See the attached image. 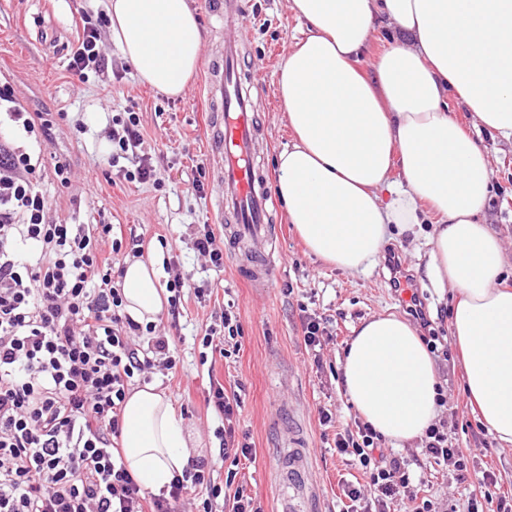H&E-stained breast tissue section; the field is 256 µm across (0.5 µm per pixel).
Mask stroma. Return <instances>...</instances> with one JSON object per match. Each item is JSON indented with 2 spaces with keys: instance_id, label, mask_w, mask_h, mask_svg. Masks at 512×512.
<instances>
[{
  "instance_id": "1",
  "label": "stroma",
  "mask_w": 512,
  "mask_h": 512,
  "mask_svg": "<svg viewBox=\"0 0 512 512\" xmlns=\"http://www.w3.org/2000/svg\"><path fill=\"white\" fill-rule=\"evenodd\" d=\"M246 8L243 53L265 66L258 109L267 141L259 155L272 173L278 153L291 141L277 93L278 68L304 25L290 10L289 0H247ZM87 23L98 29L100 46L112 66L83 84L72 76L68 63ZM203 83V74H196L178 97L142 83L113 42L98 0H0V90L9 91L29 111L42 113L52 128L40 177L50 220L112 225L114 234L124 238L121 252L112 257L113 267L131 257L137 239L144 257L160 261L163 280L177 275L191 280L182 293L179 319L165 314L157 321L170 339L177 369L168 377L154 375L152 384L170 395L211 477L223 485L224 503L217 512H231L239 487L261 512H278L281 484L275 466L294 448L301 451L293 481L299 512H346L341 486L350 468L337 456L332 440L336 428L357 418L342 381L345 348L353 327L363 319L382 314L403 318L407 312L383 261L355 274L327 265L307 252L281 204L274 219L271 247L277 267L269 290L254 287L233 254H225L224 268L218 272L198 257L193 242L202 226H210L216 237L224 235L214 214L222 187L207 159ZM106 102L111 110H103ZM448 110L488 158L491 192L481 220L501 239L507 257L502 279L512 287V138L481 128L474 113L456 99H449ZM115 111L138 114L157 184L127 181L112 167L103 139ZM80 120L89 123V133L76 130ZM59 160L71 168L66 187L53 175ZM198 182L203 192H196ZM433 229L432 222H425L394 236L389 246L407 265L427 317L448 348L447 357L435 360L446 399L438 419L454 447L463 449L469 470H493L500 493L511 495L512 447L498 444L473 412L461 361L448 334L454 294L433 288L425 277ZM228 310L241 326V348L204 364L201 329L220 324ZM306 312L327 320L330 338L318 366L302 340L301 316ZM214 380L240 395L236 435L251 444V459L235 464L224 456L214 434L219 422L205 402ZM323 408L332 413L334 425L320 424ZM418 474L426 496L438 502L442 512H467L470 488L457 484L451 469L427 464Z\"/></svg>"
}]
</instances>
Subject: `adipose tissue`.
I'll list each match as a JSON object with an SVG mask.
<instances>
[{"mask_svg": "<svg viewBox=\"0 0 512 512\" xmlns=\"http://www.w3.org/2000/svg\"><path fill=\"white\" fill-rule=\"evenodd\" d=\"M290 8L307 29L278 78L293 132L277 159L289 223L312 255L358 273L374 265L392 228L412 229L431 208L439 221L425 270L433 287L456 295L450 330L464 389L492 437L512 446V288L498 281L502 243L479 221L490 168L448 112L456 96L482 126L512 137V0H290ZM105 10L138 77L180 96L203 51L189 0H106ZM383 20L395 36L369 75L360 60ZM122 294L134 320L156 322L168 297L156 262L128 261ZM342 375L358 416L385 439H419L437 418L434 361L397 315L355 328ZM121 445L128 471L155 494L198 454L170 398L152 386L128 395Z\"/></svg>", "mask_w": 512, "mask_h": 512, "instance_id": "ef3b65f1", "label": "adipose tissue"}]
</instances>
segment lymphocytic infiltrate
I'll return each instance as SVG.
<instances>
[{
  "mask_svg": "<svg viewBox=\"0 0 512 512\" xmlns=\"http://www.w3.org/2000/svg\"><path fill=\"white\" fill-rule=\"evenodd\" d=\"M96 28L87 26L68 68L79 81L108 66ZM112 159L132 161L129 181L147 183L156 169L144 150L136 113L113 116ZM46 124L0 91V512H213L221 486L206 474L205 461L174 477L161 495L144 492L126 469L115 441L122 435L123 405L134 378L177 362L168 337L154 324L126 315L115 280L108 224L89 229L47 218L39 188L40 152ZM223 427L225 455L241 459L250 444L235 440L231 425L240 405L222 383L211 382L205 398ZM380 434L358 421L337 433L336 452L361 470L364 482L346 483L343 494L359 512H387L406 496L412 512H438L421 496L404 460L382 454ZM421 453L451 467L458 482L469 470L462 449L432 426ZM467 512H512V499L498 496L495 472L482 471Z\"/></svg>",
  "mask_w": 512,
  "mask_h": 512,
  "instance_id": "obj_1",
  "label": "lymphocytic infiltrate"
}]
</instances>
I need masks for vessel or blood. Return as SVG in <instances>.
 <instances>
[{"mask_svg": "<svg viewBox=\"0 0 512 512\" xmlns=\"http://www.w3.org/2000/svg\"><path fill=\"white\" fill-rule=\"evenodd\" d=\"M208 8L229 35L221 53L207 64V93L212 112L213 173L223 186L216 208L224 224L229 250L244 241H265L276 204L269 191L270 176L256 162L255 145L261 133L252 88L239 42L231 37L246 11V0H210Z\"/></svg>", "mask_w": 512, "mask_h": 512, "instance_id": "b4317fda", "label": "vessel or blood"}]
</instances>
